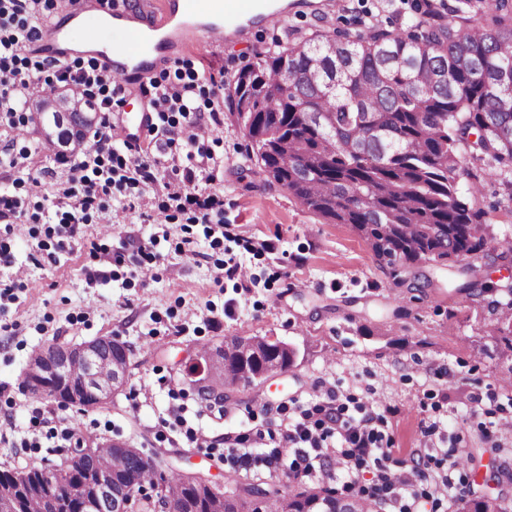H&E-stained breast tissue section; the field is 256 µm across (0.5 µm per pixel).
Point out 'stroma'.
<instances>
[{
    "instance_id": "35a3bbf8",
    "label": "stroma",
    "mask_w": 512,
    "mask_h": 512,
    "mask_svg": "<svg viewBox=\"0 0 512 512\" xmlns=\"http://www.w3.org/2000/svg\"><path fill=\"white\" fill-rule=\"evenodd\" d=\"M422 3L296 6L277 24L182 49L154 75H196L194 105L204 112L259 54L315 33L401 27L419 17ZM40 143L33 124L0 126V149L17 159L0 165V193L24 212L14 224L0 222V246L25 270L21 288L0 298V471L60 462L78 437L89 446L117 439L163 469L281 486L288 471L268 465L265 449L240 465L228 448L259 431L281 433L336 391L349 416H379L391 444L387 467L409 464L418 451L437 460L450 448H480L485 470L497 471L512 493V437L488 439L489 430L512 424V390L501 386L512 375V356L489 340L512 303V256H479L465 277L430 262L395 278L350 225L329 223L287 190L249 176L252 147L229 116L206 144L216 169L197 171L190 190L223 196L234 237L193 221L188 210L159 217L162 184L141 183L105 198L104 210H90L61 249L52 201L66 173ZM459 152L472 173L460 190L478 182L470 202L484 227L512 238V164L491 168L467 147ZM38 174L44 180L34 195L28 179ZM109 211L122 223L106 226ZM141 242L157 257L146 276L113 261ZM234 263L242 276H224ZM253 335L289 344L293 366L228 390L224 402L202 400L185 375L192 356L202 345ZM101 336L123 343L130 362L127 382L105 404L82 410L25 387L34 349Z\"/></svg>"
}]
</instances>
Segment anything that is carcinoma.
Returning <instances> with one entry per match:
<instances>
[{"label": "carcinoma", "instance_id": "cac0c4a2", "mask_svg": "<svg viewBox=\"0 0 512 512\" xmlns=\"http://www.w3.org/2000/svg\"><path fill=\"white\" fill-rule=\"evenodd\" d=\"M242 126L256 157L250 173L278 185L308 210L362 233L393 270L424 262L451 265L491 248L512 254V240L482 232V212L464 198L459 181L470 176L458 145L481 160L512 162V0H483L468 17L444 23L417 20L404 28L373 27L353 36L316 34L259 55L240 70L224 101ZM48 120L66 143L95 116L72 112ZM496 338L512 352V306L503 311ZM93 373L111 379L117 364L129 369L125 346L104 338ZM224 355V375L201 388L203 399L249 386L263 366L293 364L295 351L267 336H233L203 345L202 361ZM112 476V498L97 478ZM224 500L212 496L202 475L165 473L136 448L77 447L61 464L25 473L0 472V492L15 512H113L127 490L159 489L184 512H357V502L320 485L264 489L229 479ZM82 485L86 498L68 499L66 485ZM452 512H512L504 493L463 494Z\"/></svg>", "mask_w": 512, "mask_h": 512}]
</instances>
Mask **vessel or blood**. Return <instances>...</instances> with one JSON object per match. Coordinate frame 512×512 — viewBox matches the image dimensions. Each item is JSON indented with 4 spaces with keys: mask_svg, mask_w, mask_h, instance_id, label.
I'll list each match as a JSON object with an SVG mask.
<instances>
[{
    "mask_svg": "<svg viewBox=\"0 0 512 512\" xmlns=\"http://www.w3.org/2000/svg\"><path fill=\"white\" fill-rule=\"evenodd\" d=\"M168 16L173 23L157 38L141 30L147 17L117 8H106L100 0H69L59 15L45 26L35 48L53 63L64 64L75 53L94 56L113 77L137 88L158 64L171 59L187 38L211 42L243 32L245 23L270 24L281 19L277 10L260 11L258 0H170ZM149 112L115 124L125 141H135L148 129Z\"/></svg>",
    "mask_w": 512,
    "mask_h": 512,
    "instance_id": "vessel-or-blood-1",
    "label": "vessel or blood"
}]
</instances>
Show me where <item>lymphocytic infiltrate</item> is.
<instances>
[{
    "label": "lymphocytic infiltrate",
    "instance_id": "lymphocytic-infiltrate-1",
    "mask_svg": "<svg viewBox=\"0 0 512 512\" xmlns=\"http://www.w3.org/2000/svg\"><path fill=\"white\" fill-rule=\"evenodd\" d=\"M46 6V0H0V120L14 124L18 111L27 109V91L36 82L55 93L64 92L81 103L91 104L93 111L99 112V120L55 158L56 163L65 167L67 179L54 205L65 220L68 234L72 235L86 212L98 207L100 196L128 183L155 182L156 176L153 164L125 159L114 150L109 117L112 98L107 94L113 82L110 73L93 61L85 66L64 67L36 57L33 45L42 30L35 21ZM196 88L192 78L166 84L152 80L143 84L140 91L157 114L178 112L186 116L187 121L177 137L187 158L199 159L205 166L210 155L205 152L204 143L223 127L224 103L213 102L208 117L193 114L191 101ZM92 166L102 170L103 182L88 178L86 171ZM171 169L181 172L182 177L164 183L169 202L180 208L195 207L204 221L221 217L224 201L220 196L190 194L188 186L193 171L181 169L176 163ZM383 441L384 435L374 417L366 414L357 419L345 415L343 403L335 396L328 404L303 411L300 419L285 429L278 446L267 454L266 460L271 465L279 463L285 451H292L288 475L300 480L311 475L315 459L332 458L337 472L344 478V489L358 492L381 506L393 505L396 512H419L423 502L438 503L454 498L455 452L445 453L447 469L443 472L431 471L424 464L390 470L381 465L387 453ZM367 467L374 470L368 484L360 477L361 469Z\"/></svg>",
    "mask_w": 512,
    "mask_h": 512
}]
</instances>
